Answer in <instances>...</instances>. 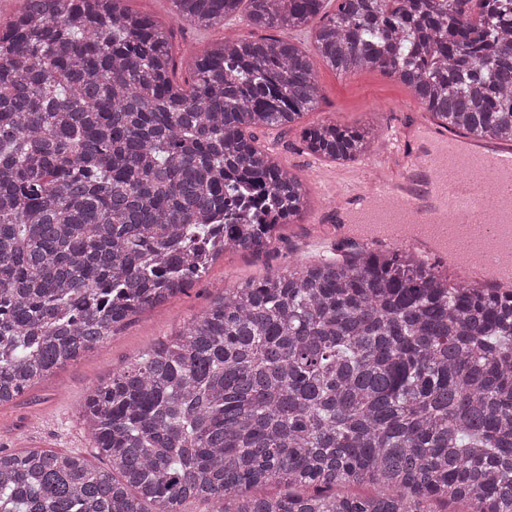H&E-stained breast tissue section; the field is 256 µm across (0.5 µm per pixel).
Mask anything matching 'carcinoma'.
Here are the masks:
<instances>
[{"instance_id": "carcinoma-1", "label": "carcinoma", "mask_w": 512, "mask_h": 512, "mask_svg": "<svg viewBox=\"0 0 512 512\" xmlns=\"http://www.w3.org/2000/svg\"><path fill=\"white\" fill-rule=\"evenodd\" d=\"M171 2L203 27L319 15L332 69L395 76L436 124L512 142V0ZM171 39L125 0H22L0 25V405L307 210L250 129L318 108L310 56L226 38L184 88ZM378 137L323 122L302 142L351 162ZM83 420L110 468L0 452V512H512V290L345 240L218 289L93 386Z\"/></svg>"}]
</instances>
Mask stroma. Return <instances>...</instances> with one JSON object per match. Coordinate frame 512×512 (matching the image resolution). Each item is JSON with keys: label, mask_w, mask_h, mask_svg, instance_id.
<instances>
[{"label": "stroma", "mask_w": 512, "mask_h": 512, "mask_svg": "<svg viewBox=\"0 0 512 512\" xmlns=\"http://www.w3.org/2000/svg\"><path fill=\"white\" fill-rule=\"evenodd\" d=\"M127 7L148 15L173 32L175 68L172 78L185 83L190 78L188 61L203 54L224 36L260 37L258 29L237 21L230 26L201 29L175 20L171 0H127ZM322 99L318 109L308 112L293 126L256 129L257 143L286 169L301 177L308 190L310 208L306 221L283 225L269 254L254 256L229 252L202 279L165 306L149 309L116 336L58 370L53 376L28 390L14 403L0 406V450L15 448L78 453L94 464H102L92 440L82 424L81 412L90 389L112 372L121 370L155 342L174 337L179 329L208 304L216 287H233L257 281L288 265L323 257L324 238L335 237L336 217L328 209L339 182L355 169L354 163L335 162L306 154L302 150L305 127L333 121L360 128L385 131L397 121H429L410 90L378 71L342 74L314 58Z\"/></svg>", "instance_id": "1"}]
</instances>
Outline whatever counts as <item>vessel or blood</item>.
<instances>
[{"label":"vessel or blood","instance_id":"1","mask_svg":"<svg viewBox=\"0 0 512 512\" xmlns=\"http://www.w3.org/2000/svg\"><path fill=\"white\" fill-rule=\"evenodd\" d=\"M414 138L443 150L452 140L442 127L395 126L378 162L391 173V180L374 179V165L368 163L336 193L337 202L357 201L360 221L368 226L363 242L416 247L430 260L443 262L451 255L442 239L447 226L479 224L489 235L500 236L501 249L512 253V147L481 144V162L493 170L479 191L473 174L460 161L426 162L422 152L411 149ZM396 224H422L426 230L412 237L393 232Z\"/></svg>","mask_w":512,"mask_h":512}]
</instances>
